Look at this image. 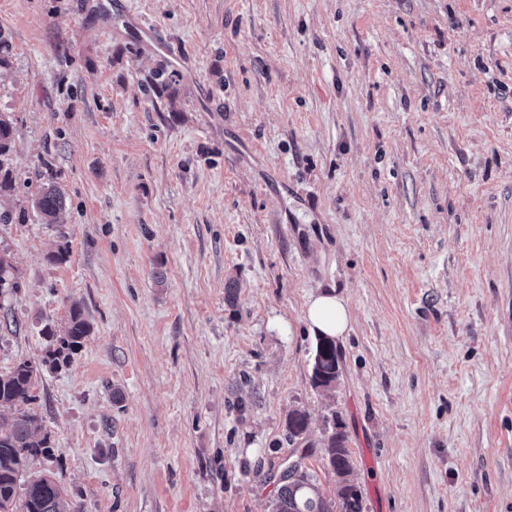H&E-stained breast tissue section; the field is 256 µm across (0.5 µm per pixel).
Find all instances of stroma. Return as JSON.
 <instances>
[{
	"label": "stroma",
	"mask_w": 512,
	"mask_h": 512,
	"mask_svg": "<svg viewBox=\"0 0 512 512\" xmlns=\"http://www.w3.org/2000/svg\"><path fill=\"white\" fill-rule=\"evenodd\" d=\"M0 31V373L91 326L33 473L76 512H267L292 460L336 497V417L362 512H512V0H0ZM15 122L11 113L0 112V196L14 187L11 168V151L14 142ZM63 208V193L53 183L44 185L33 200V209L43 224H56ZM305 314L317 336L340 337L349 329L347 304L340 295L323 292L312 296L307 302ZM332 338H318L313 358V384L325 390L335 386L340 369L336 343Z\"/></svg>",
	"instance_id": "1"
}]
</instances>
